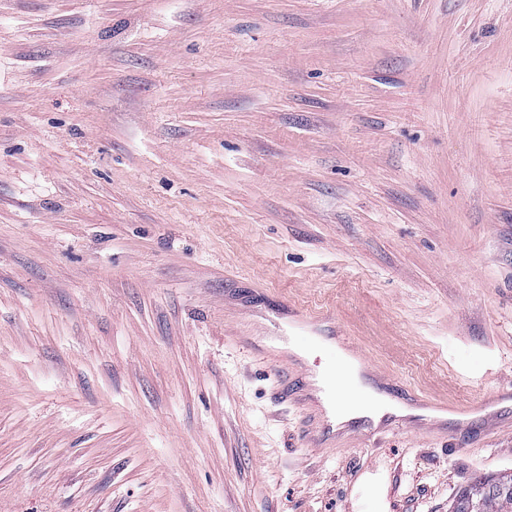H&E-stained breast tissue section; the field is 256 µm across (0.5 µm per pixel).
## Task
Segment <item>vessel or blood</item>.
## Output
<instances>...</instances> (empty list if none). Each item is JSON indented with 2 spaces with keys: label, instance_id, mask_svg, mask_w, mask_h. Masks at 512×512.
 I'll return each instance as SVG.
<instances>
[{
  "label": "vessel or blood",
  "instance_id": "1",
  "mask_svg": "<svg viewBox=\"0 0 512 512\" xmlns=\"http://www.w3.org/2000/svg\"><path fill=\"white\" fill-rule=\"evenodd\" d=\"M287 315V326L276 327L266 343L244 336L239 342L261 354L278 382L279 399L299 410L301 435L310 447L325 451L350 444L369 450L399 433H451L466 445L512 429L511 383L475 401L438 402L368 360L334 316L293 306ZM314 349L331 353L333 364L315 369L307 358ZM343 407L356 410V417L338 421Z\"/></svg>",
  "mask_w": 512,
  "mask_h": 512
}]
</instances>
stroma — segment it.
I'll list each match as a JSON object with an SVG mask.
<instances>
[{
  "mask_svg": "<svg viewBox=\"0 0 512 512\" xmlns=\"http://www.w3.org/2000/svg\"><path fill=\"white\" fill-rule=\"evenodd\" d=\"M512 381V0H0V512H448L512 433L314 453L253 313Z\"/></svg>",
  "mask_w": 512,
  "mask_h": 512,
  "instance_id": "obj_1",
  "label": "stroma"
}]
</instances>
